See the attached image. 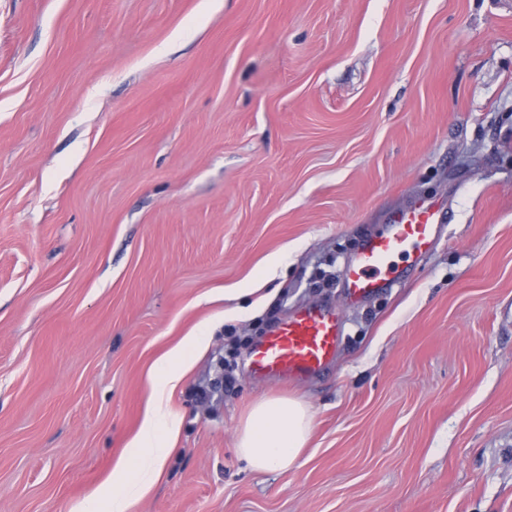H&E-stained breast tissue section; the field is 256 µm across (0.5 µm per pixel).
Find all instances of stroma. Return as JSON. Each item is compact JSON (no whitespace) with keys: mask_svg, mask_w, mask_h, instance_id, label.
<instances>
[{"mask_svg":"<svg viewBox=\"0 0 512 512\" xmlns=\"http://www.w3.org/2000/svg\"><path fill=\"white\" fill-rule=\"evenodd\" d=\"M423 200L439 238L349 302ZM320 302L333 365L250 379ZM201 329L129 512H512V0H0V512H106ZM263 398L313 415L291 469L236 455ZM443 222L444 215L434 204H421L393 216L384 230L367 236L346 267L344 288L349 299L362 301L386 288L401 273L396 259L428 250ZM208 339L204 332L186 336L162 358L159 371L151 376L153 401L128 446L126 459L113 472L109 511L128 512L132 502L161 475L172 450L171 441L180 430V420L163 410L165 395L179 385L191 359L207 348ZM131 468L135 476L129 475Z\"/></svg>","mask_w":512,"mask_h":512,"instance_id":"stroma-1","label":"stroma"}]
</instances>
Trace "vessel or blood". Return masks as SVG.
<instances>
[{
    "label": "vessel or blood",
    "instance_id": "b4317fda",
    "mask_svg": "<svg viewBox=\"0 0 512 512\" xmlns=\"http://www.w3.org/2000/svg\"><path fill=\"white\" fill-rule=\"evenodd\" d=\"M444 216L435 205L422 204L393 216L386 228L365 238L349 261L344 286L351 301L364 300L397 278L398 261L417 256L435 242ZM343 322L329 304L303 307L280 321L246 359L254 379L303 383L324 372L335 360Z\"/></svg>",
    "mask_w": 512,
    "mask_h": 512
}]
</instances>
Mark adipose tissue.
I'll return each instance as SVG.
<instances>
[{
	"label": "adipose tissue",
	"instance_id": "adipose-tissue-1",
	"mask_svg": "<svg viewBox=\"0 0 512 512\" xmlns=\"http://www.w3.org/2000/svg\"><path fill=\"white\" fill-rule=\"evenodd\" d=\"M208 338L199 332L185 337L162 359L151 377L153 400L125 460L113 472L110 512H128L161 475L180 430L178 418L163 409L166 394L181 382L193 357L205 350ZM313 426L309 408L294 398H267L253 405L236 444L237 454L256 471L286 470L297 461Z\"/></svg>",
	"mask_w": 512,
	"mask_h": 512
}]
</instances>
